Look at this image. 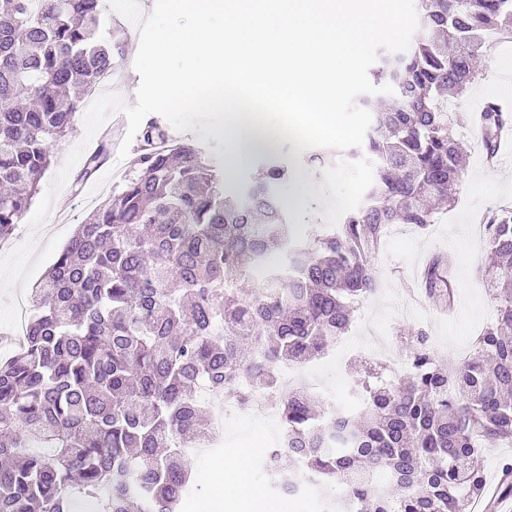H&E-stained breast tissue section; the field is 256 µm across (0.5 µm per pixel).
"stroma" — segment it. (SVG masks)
I'll list each match as a JSON object with an SVG mask.
<instances>
[{
  "label": "stroma",
  "instance_id": "stroma-1",
  "mask_svg": "<svg viewBox=\"0 0 512 512\" xmlns=\"http://www.w3.org/2000/svg\"><path fill=\"white\" fill-rule=\"evenodd\" d=\"M123 44V57L117 63L113 83L125 102L132 105L140 82L133 68L139 45L133 25H126ZM505 56L512 58V42H493L484 47L475 82L456 100L460 112H476L483 99L491 97L495 85L505 78L492 62ZM127 129V124L117 123L111 115L89 138L84 124L79 122L72 134L54 145L51 164L39 182L44 191L53 185L58 188L48 220L33 231L29 228L30 215H23L11 238L0 243V335L13 327L20 304L29 302L33 288L87 217L85 200L107 201L118 192L122 175L134 168L129 158L105 162L83 180L79 177L83 166L78 163L68 170L65 183L60 185L56 179L65 168L70 150L80 144L88 154L97 150L106 156L114 154ZM460 140L467 153V167L456 189L454 204L436 214L433 224L426 228L410 227L406 237L380 244L373 258L379 285L357 307L346 335L347 355L309 365L321 381L325 400L339 408L356 410L361 406L354 388V365L380 359L389 364L391 373H398L400 364L407 360L408 351L402 340L407 331L424 328L437 358L454 361L494 318L495 301L482 278L487 246L477 241L475 231L490 210L505 202L512 203V162L496 169L484 167L471 128L461 130ZM271 160L290 169L289 177L279 187V196L299 199V206L288 211V219L294 224L337 223L362 203L373 181V169L367 161L327 148L312 155L283 138L271 155L255 157L250 165L227 180V191H235L253 180ZM437 253L454 259L455 294L447 309L431 301L416 302L412 297L418 269ZM278 429V421L254 415L251 407L230 404L224 413L223 447L208 454L190 455L187 460L198 488L185 498L179 512H199L200 504L209 498L215 459L253 436L272 437Z\"/></svg>",
  "mask_w": 512,
  "mask_h": 512
}]
</instances>
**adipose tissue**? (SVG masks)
Here are the masks:
<instances>
[{"label":"adipose tissue","mask_w":512,"mask_h":512,"mask_svg":"<svg viewBox=\"0 0 512 512\" xmlns=\"http://www.w3.org/2000/svg\"><path fill=\"white\" fill-rule=\"evenodd\" d=\"M259 443L234 449L213 476L214 492L203 506V512H288L275 506L248 477L243 466L245 460L258 453Z\"/></svg>","instance_id":"1"}]
</instances>
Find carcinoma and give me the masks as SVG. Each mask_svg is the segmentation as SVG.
I'll use <instances>...</instances> for the list:
<instances>
[{
	"instance_id": "carcinoma-1",
	"label": "carcinoma",
	"mask_w": 512,
	"mask_h": 512,
	"mask_svg": "<svg viewBox=\"0 0 512 512\" xmlns=\"http://www.w3.org/2000/svg\"><path fill=\"white\" fill-rule=\"evenodd\" d=\"M421 31L393 65L394 89L363 101L365 201L338 224L297 235L270 162L235 197L189 140L148 123L147 148L111 199L92 210L34 290L23 344L0 360V512H177L195 481L183 459L208 422L197 389L237 401L281 385L348 333L375 292L386 229L425 227L464 176L456 128L478 121L487 150L504 113L450 112L490 36L512 39V0H420ZM100 0H0V241L39 193L55 142L80 100L114 68L123 42L100 31ZM497 268L483 274L496 316L468 358L444 363L427 333H408L407 371L369 367L360 414L305 387L280 402L287 447L269 472L295 494L340 485L342 512H465L481 497L483 454L512 443V209L491 216ZM451 260H432L426 296L451 305ZM262 342L266 361L255 358ZM300 469L286 476L284 458Z\"/></svg>"
}]
</instances>
